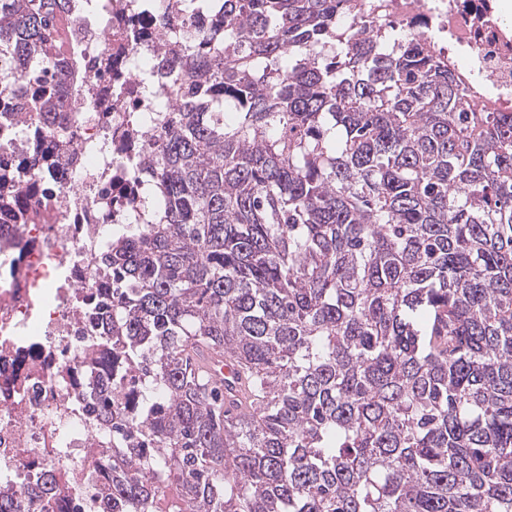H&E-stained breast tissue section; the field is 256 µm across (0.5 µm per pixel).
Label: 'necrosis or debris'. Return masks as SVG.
Segmentation results:
<instances>
[{
	"label": "necrosis or debris",
	"mask_w": 512,
	"mask_h": 512,
	"mask_svg": "<svg viewBox=\"0 0 512 512\" xmlns=\"http://www.w3.org/2000/svg\"><path fill=\"white\" fill-rule=\"evenodd\" d=\"M176 0H104L101 19L73 12L63 111L19 126L17 102L0 99V177L20 205L0 210V477L14 512H33L26 491L38 472L81 471L92 439L88 402L78 389L80 352L90 333L83 308L99 277L111 229L135 223L144 200L130 176L160 148L164 126L149 120L151 80L169 97L174 71L162 62L182 44L160 47L152 21L170 15L175 32L205 34L211 17L183 14ZM503 0H357L351 20L374 18L432 37L472 96L494 112H512V23ZM66 143L65 160L46 158Z\"/></svg>",
	"instance_id": "necrosis-or-debris-1"
}]
</instances>
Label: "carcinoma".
<instances>
[{
  "mask_svg": "<svg viewBox=\"0 0 512 512\" xmlns=\"http://www.w3.org/2000/svg\"><path fill=\"white\" fill-rule=\"evenodd\" d=\"M69 0H0V96ZM167 138L133 177L82 369L109 512H512V114L338 0H187ZM244 370L224 404L207 354ZM66 485L31 491L64 512Z\"/></svg>",
  "mask_w": 512,
  "mask_h": 512,
  "instance_id": "cac0c4a2",
  "label": "carcinoma"
}]
</instances>
